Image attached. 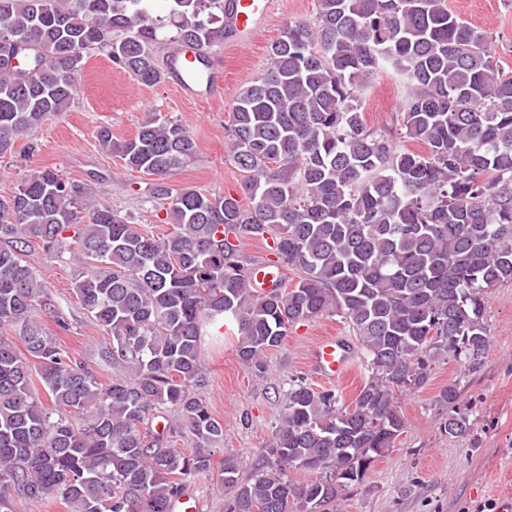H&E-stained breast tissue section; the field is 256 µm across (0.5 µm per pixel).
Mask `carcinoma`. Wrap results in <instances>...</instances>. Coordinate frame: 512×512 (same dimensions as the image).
Masks as SVG:
<instances>
[{
	"label": "carcinoma",
	"instance_id": "carcinoma-1",
	"mask_svg": "<svg viewBox=\"0 0 512 512\" xmlns=\"http://www.w3.org/2000/svg\"><path fill=\"white\" fill-rule=\"evenodd\" d=\"M154 2L0 0V155L67 111L92 51L159 84ZM167 2L173 42L224 43V0ZM316 15L270 45L266 70L232 104L236 194L168 182L197 144L167 118L119 142L97 131L157 177L152 195L174 221L161 236L55 170L0 195V512L50 499L69 512H172L214 473L224 512H336L406 428L400 397L441 359L483 365L485 299L512 283V75L448 0H316ZM383 71L404 90L403 137L425 152L366 127L355 100ZM267 237L266 264L300 276L257 295L243 242ZM35 243L80 261L73 291L107 336L96 363L111 378L62 346L70 323L32 263ZM325 314L363 351L358 394L290 381L264 448L214 467L224 424L197 393L210 327L234 322L240 363L263 377L293 328ZM459 397L456 382L439 393L454 438L472 429ZM185 433L193 446L171 447ZM290 469L315 478L296 483Z\"/></svg>",
	"mask_w": 512,
	"mask_h": 512
}]
</instances>
